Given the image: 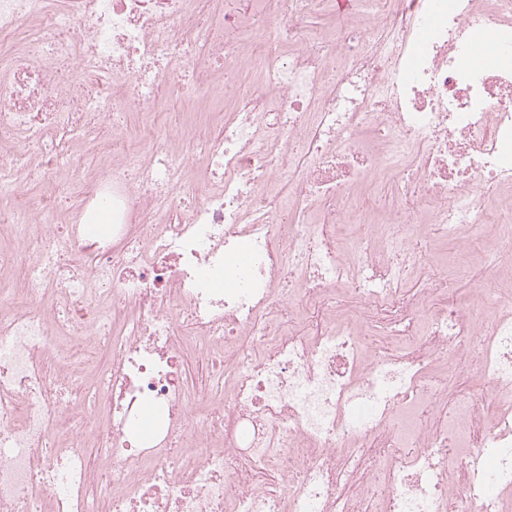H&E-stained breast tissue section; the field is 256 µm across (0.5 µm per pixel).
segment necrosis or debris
I'll list each match as a JSON object with an SVG mask.
<instances>
[{
    "mask_svg": "<svg viewBox=\"0 0 512 512\" xmlns=\"http://www.w3.org/2000/svg\"><path fill=\"white\" fill-rule=\"evenodd\" d=\"M324 2L0 0V512H512V0ZM493 241L488 236L484 238L479 246L471 249L467 255L470 261V265H467L466 271H463L461 276L458 277V288L460 297L466 300L470 293L475 289L479 288V279L476 276L479 269H481L480 264H478L482 257L492 248Z\"/></svg>",
    "mask_w": 512,
    "mask_h": 512,
    "instance_id": "obj_1",
    "label": "necrosis or debris"
}]
</instances>
